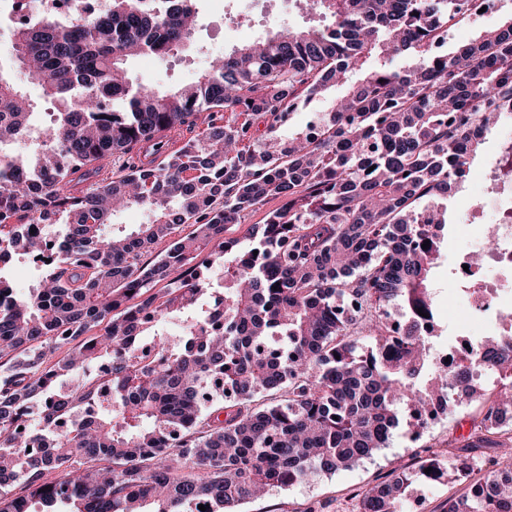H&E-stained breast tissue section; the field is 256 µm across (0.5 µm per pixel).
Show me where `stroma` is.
I'll return each mask as SVG.
<instances>
[{"mask_svg":"<svg viewBox=\"0 0 512 512\" xmlns=\"http://www.w3.org/2000/svg\"><path fill=\"white\" fill-rule=\"evenodd\" d=\"M204 12V24L195 34L191 52L167 62L152 56L138 57L129 67L130 75L145 77L158 88L190 84L212 58L223 55L224 51L260 39L282 25L302 27L313 21L312 16L293 8L287 14H280L274 0H255L247 11L238 6L227 10L216 6L214 0H205ZM480 182L481 164L476 161L465 181L443 201L448 209V233L441 249L446 257H453L467 236L459 223L469 207L471 187ZM475 408L472 401L451 403L447 412L428 423L421 434L401 426L389 447L351 469L332 476L322 475L300 486L275 489L242 505L240 512H356L368 488L396 473L416 471L424 451H441L448 440L468 436Z\"/></svg>","mask_w":512,"mask_h":512,"instance_id":"35a3bbf8","label":"stroma"}]
</instances>
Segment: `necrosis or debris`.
Masks as SVG:
<instances>
[{"instance_id": "obj_1", "label": "necrosis or debris", "mask_w": 512, "mask_h": 512, "mask_svg": "<svg viewBox=\"0 0 512 512\" xmlns=\"http://www.w3.org/2000/svg\"><path fill=\"white\" fill-rule=\"evenodd\" d=\"M471 225L494 224L498 238L485 245L481 233L452 260L456 281L464 283L463 301L488 327L499 334V321L512 315V133L503 134L495 156L482 167L479 198L468 213Z\"/></svg>"}]
</instances>
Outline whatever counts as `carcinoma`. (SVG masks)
<instances>
[{
  "mask_svg": "<svg viewBox=\"0 0 512 512\" xmlns=\"http://www.w3.org/2000/svg\"><path fill=\"white\" fill-rule=\"evenodd\" d=\"M68 2L63 19L30 15L12 33L13 64L55 107L20 150L36 103L0 67V264L42 260L24 296L0 272V512H191L199 501L237 512L261 490L388 447L442 389L478 398L470 452L448 441L417 471L368 489L358 512H403L413 482L446 475L476 482L443 512H512V336L481 337L439 373L417 313L434 308L445 230L434 198L512 118V18L440 53L463 0H296L330 23L281 28L213 58L196 82L159 89L127 64L188 51L200 0H106L95 14ZM354 72L360 83L327 96ZM315 100L321 137L282 138ZM220 111L270 123L255 139L247 123H219ZM200 119L202 136L177 152L156 141ZM116 158L126 159L118 174L107 168ZM270 197L283 205L265 223L224 236ZM134 206L147 223L104 233ZM186 223L194 233L174 237ZM38 224L66 227L54 260ZM167 237L169 249L143 261ZM218 292L224 305L212 309ZM392 307L404 316L396 338ZM170 319L186 332L175 357ZM144 338L159 349L152 361L137 355ZM103 362L106 372L87 374ZM476 367L498 387L478 390ZM81 410L86 419L56 425Z\"/></svg>",
  "mask_w": 512,
  "mask_h": 512,
  "instance_id": "carcinoma-1",
  "label": "carcinoma"
}]
</instances>
